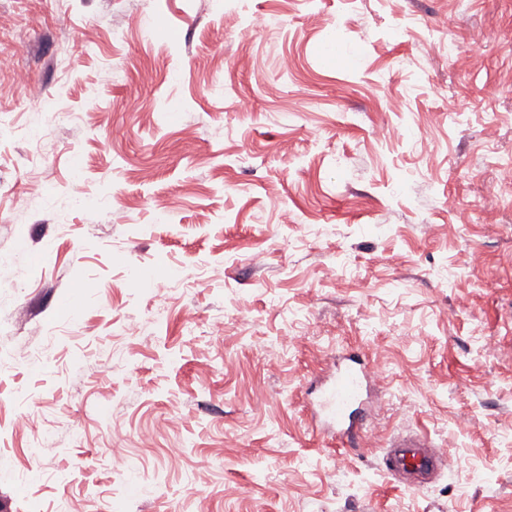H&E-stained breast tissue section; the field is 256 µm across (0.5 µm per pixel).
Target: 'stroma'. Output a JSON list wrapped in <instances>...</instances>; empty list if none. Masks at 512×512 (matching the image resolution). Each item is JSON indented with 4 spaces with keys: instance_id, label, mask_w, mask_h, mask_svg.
Listing matches in <instances>:
<instances>
[{
    "instance_id": "stroma-1",
    "label": "stroma",
    "mask_w": 512,
    "mask_h": 512,
    "mask_svg": "<svg viewBox=\"0 0 512 512\" xmlns=\"http://www.w3.org/2000/svg\"><path fill=\"white\" fill-rule=\"evenodd\" d=\"M1 66L0 512H512V0H0ZM367 365L359 358L348 356L336 366V376L325 383L318 404L326 422L325 434L333 432L337 440L354 442L362 428L358 410L365 405L368 387ZM420 434L400 435L385 454L386 468L391 476L412 475L420 482L430 480L446 465L442 455Z\"/></svg>"
}]
</instances>
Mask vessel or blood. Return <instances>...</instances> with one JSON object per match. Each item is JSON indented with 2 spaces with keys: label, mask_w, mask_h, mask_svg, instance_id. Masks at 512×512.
<instances>
[{
  "label": "vessel or blood",
  "mask_w": 512,
  "mask_h": 512,
  "mask_svg": "<svg viewBox=\"0 0 512 512\" xmlns=\"http://www.w3.org/2000/svg\"><path fill=\"white\" fill-rule=\"evenodd\" d=\"M367 365L359 358L349 356L337 364L336 375L325 383L318 404L327 430L338 440L355 441L362 428L359 414L366 400L368 387ZM386 468L391 476L411 475L426 481L437 475L446 465L442 455L425 436L406 434L398 436L385 454Z\"/></svg>",
  "instance_id": "1"
}]
</instances>
